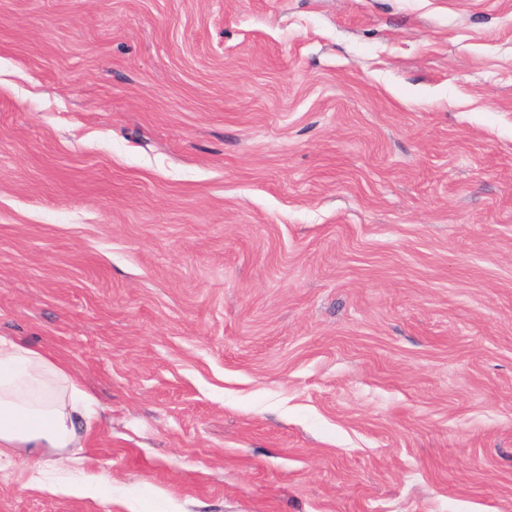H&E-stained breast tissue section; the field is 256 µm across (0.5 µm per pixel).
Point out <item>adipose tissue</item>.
<instances>
[{
  "label": "adipose tissue",
  "mask_w": 512,
  "mask_h": 512,
  "mask_svg": "<svg viewBox=\"0 0 512 512\" xmlns=\"http://www.w3.org/2000/svg\"><path fill=\"white\" fill-rule=\"evenodd\" d=\"M93 409L69 371L40 351L0 338V471L11 462L10 449L58 450L51 466L61 472L73 464L64 455L87 428Z\"/></svg>",
  "instance_id": "1"
}]
</instances>
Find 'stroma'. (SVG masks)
<instances>
[{
    "mask_svg": "<svg viewBox=\"0 0 512 512\" xmlns=\"http://www.w3.org/2000/svg\"><path fill=\"white\" fill-rule=\"evenodd\" d=\"M0 337V512H512V0H0ZM69 371L40 351L0 337V471L5 448H70L93 416Z\"/></svg>",
    "mask_w": 512,
    "mask_h": 512,
    "instance_id": "obj_1",
    "label": "stroma"
}]
</instances>
